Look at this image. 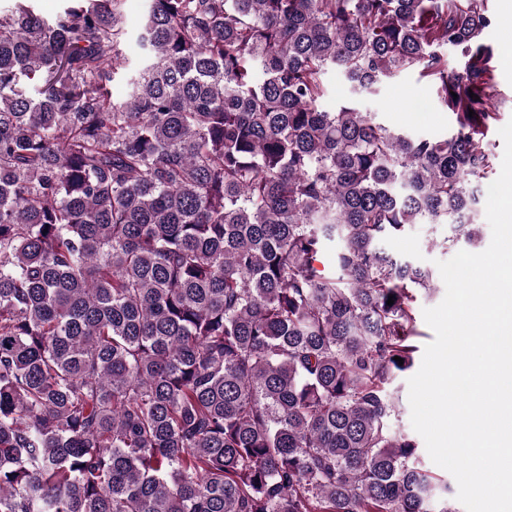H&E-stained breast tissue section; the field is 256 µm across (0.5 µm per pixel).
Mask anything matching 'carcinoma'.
<instances>
[{
  "mask_svg": "<svg viewBox=\"0 0 512 512\" xmlns=\"http://www.w3.org/2000/svg\"><path fill=\"white\" fill-rule=\"evenodd\" d=\"M32 2L0 10V512H454L394 426L439 275L384 242L478 235L489 0H150L120 103L122 0ZM330 69L414 71L452 130L324 111Z\"/></svg>",
  "mask_w": 512,
  "mask_h": 512,
  "instance_id": "cac0c4a2",
  "label": "carcinoma"
}]
</instances>
